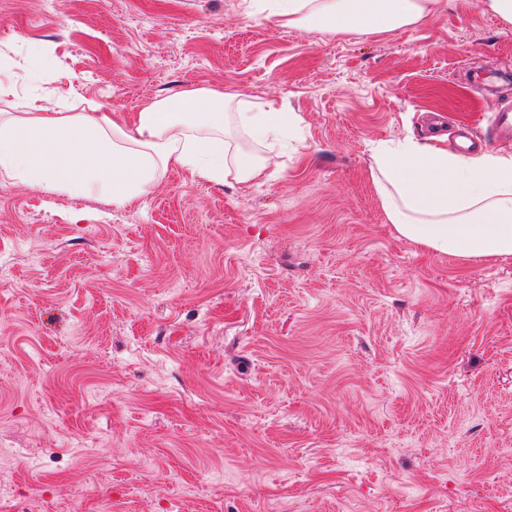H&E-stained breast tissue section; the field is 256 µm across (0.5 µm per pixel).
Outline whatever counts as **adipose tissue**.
I'll return each mask as SVG.
<instances>
[{"mask_svg":"<svg viewBox=\"0 0 512 512\" xmlns=\"http://www.w3.org/2000/svg\"><path fill=\"white\" fill-rule=\"evenodd\" d=\"M436 0H252L253 14L288 27L385 31L421 23ZM297 125L283 107L239 93L192 90L152 102L135 119L63 112L35 95L0 113V176L46 194L129 206L178 169L216 185L247 184L266 168L232 130L267 146ZM370 175L388 221L420 247L464 261L512 257V154H458L413 138L373 148Z\"/></svg>","mask_w":512,"mask_h":512,"instance_id":"ef3b65f1","label":"adipose tissue"}]
</instances>
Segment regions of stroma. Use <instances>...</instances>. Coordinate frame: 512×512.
Segmentation results:
<instances>
[{"label": "stroma", "mask_w": 512, "mask_h": 512, "mask_svg": "<svg viewBox=\"0 0 512 512\" xmlns=\"http://www.w3.org/2000/svg\"><path fill=\"white\" fill-rule=\"evenodd\" d=\"M249 2L0 0L2 111L210 88L299 118L247 189L0 186L4 512H512V257L400 237L369 172L432 113L512 153V25L439 0L304 32Z\"/></svg>", "instance_id": "1"}]
</instances>
